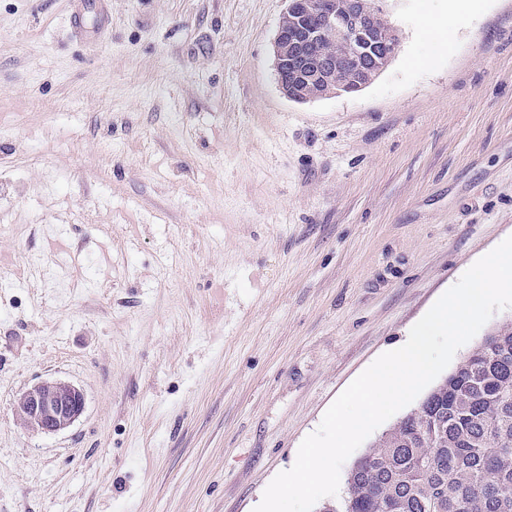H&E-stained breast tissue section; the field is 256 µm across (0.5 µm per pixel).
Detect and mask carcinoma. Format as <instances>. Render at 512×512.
Instances as JSON below:
<instances>
[{"instance_id":"obj_1","label":"carcinoma","mask_w":512,"mask_h":512,"mask_svg":"<svg viewBox=\"0 0 512 512\" xmlns=\"http://www.w3.org/2000/svg\"><path fill=\"white\" fill-rule=\"evenodd\" d=\"M322 512H512V323L383 433Z\"/></svg>"}]
</instances>
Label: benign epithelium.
Returning <instances> with one entry per match:
<instances>
[{
    "label": "benign epithelium",
    "mask_w": 512,
    "mask_h": 512,
    "mask_svg": "<svg viewBox=\"0 0 512 512\" xmlns=\"http://www.w3.org/2000/svg\"><path fill=\"white\" fill-rule=\"evenodd\" d=\"M274 40L279 87L290 99H313L336 83L339 69L362 89L385 69L400 43L382 8L369 0H286ZM84 391L69 382L45 380L18 399L24 426L45 434L71 427L84 413Z\"/></svg>",
    "instance_id": "obj_1"
}]
</instances>
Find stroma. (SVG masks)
<instances>
[{
    "label": "stroma",
    "instance_id": "stroma-1",
    "mask_svg": "<svg viewBox=\"0 0 512 512\" xmlns=\"http://www.w3.org/2000/svg\"><path fill=\"white\" fill-rule=\"evenodd\" d=\"M385 0L365 88L280 92L285 0H0V512H253L512 236V0ZM68 430L26 428L45 380ZM107 2L108 0H73V33L82 40H92L104 31L110 23ZM90 16L94 18V26L91 28L86 24ZM84 391L69 382L45 380L23 392L17 413L24 426L45 434L71 427L84 413Z\"/></svg>",
    "mask_w": 512,
    "mask_h": 512
}]
</instances>
